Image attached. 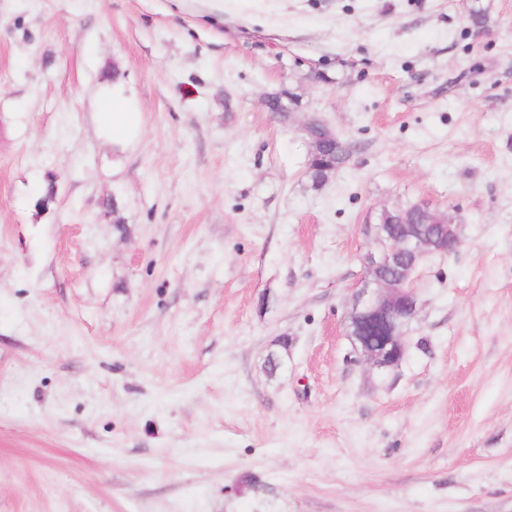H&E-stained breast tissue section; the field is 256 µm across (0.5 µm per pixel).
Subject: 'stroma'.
I'll return each instance as SVG.
<instances>
[{"label":"stroma","mask_w":512,"mask_h":512,"mask_svg":"<svg viewBox=\"0 0 512 512\" xmlns=\"http://www.w3.org/2000/svg\"><path fill=\"white\" fill-rule=\"evenodd\" d=\"M415 204L464 243L381 374L363 227ZM0 512H512V0H0ZM97 122L101 133L115 146L133 144L142 136L141 112L114 91L101 98ZM303 131L310 144V166L308 168L309 176L307 179L312 186L318 188L317 180L311 173H321L327 175V180L335 174V166L331 164L328 147L330 143L336 141V164L340 167L348 160L352 146L348 143L336 140V135L322 121L318 119H309L303 125Z\"/></svg>","instance_id":"35a3bbf8"}]
</instances>
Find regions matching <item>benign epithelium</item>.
<instances>
[{
  "label": "benign epithelium",
  "mask_w": 512,
  "mask_h": 512,
  "mask_svg": "<svg viewBox=\"0 0 512 512\" xmlns=\"http://www.w3.org/2000/svg\"><path fill=\"white\" fill-rule=\"evenodd\" d=\"M303 131L310 144L308 172L332 176L335 166L328 147L336 135L318 119L308 120ZM418 210L427 223L440 225L436 235L393 233L383 242L373 234L379 224L365 229L370 246L362 256L365 275L354 294L348 336L355 353L379 372L397 367L403 358L404 330L419 306L414 274L420 262L429 254L454 252L462 244L459 216L424 205Z\"/></svg>",
  "instance_id": "obj_1"
}]
</instances>
